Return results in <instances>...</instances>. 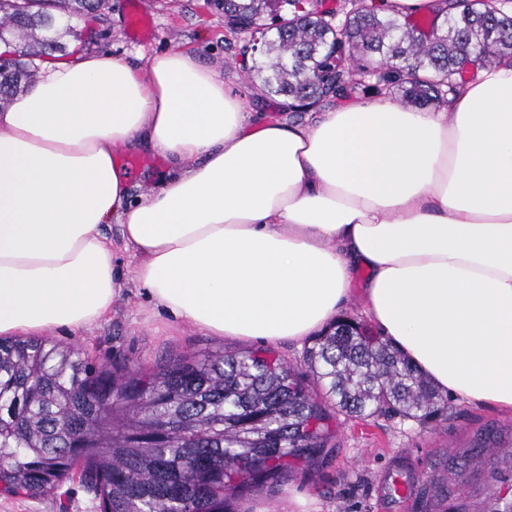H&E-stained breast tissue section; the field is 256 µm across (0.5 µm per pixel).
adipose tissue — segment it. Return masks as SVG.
Instances as JSON below:
<instances>
[{
    "label": "adipose tissue",
    "instance_id": "1",
    "mask_svg": "<svg viewBox=\"0 0 512 512\" xmlns=\"http://www.w3.org/2000/svg\"><path fill=\"white\" fill-rule=\"evenodd\" d=\"M132 151L167 163L136 199L117 161ZM112 223L176 322L300 341L357 288L440 392L512 411V62L441 112L346 100L308 125L250 121L182 51L46 62L0 112V338L109 314Z\"/></svg>",
    "mask_w": 512,
    "mask_h": 512
}]
</instances>
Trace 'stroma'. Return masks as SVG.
Segmentation results:
<instances>
[{
	"instance_id": "35a3bbf8",
	"label": "stroma",
	"mask_w": 512,
	"mask_h": 512,
	"mask_svg": "<svg viewBox=\"0 0 512 512\" xmlns=\"http://www.w3.org/2000/svg\"><path fill=\"white\" fill-rule=\"evenodd\" d=\"M98 29V39L89 44L75 35L66 37L69 52H107L141 66L154 54L185 50L203 63L218 64L225 88L243 98L249 111L293 119L292 113L258 99L239 53L243 38L225 27L215 0H109ZM104 232L113 241L123 291L106 322L60 333L55 343L80 349L99 366H152L181 352L259 348L256 340L218 338L189 325L173 336H157L168 315L151 307L141 285L127 277L133 256L120 241L118 225H106ZM489 430L503 441L512 440V412L452 400L447 419L427 426L398 416L343 419L334 448L319 466L295 472L275 487L244 492L236 507L238 512H285L287 500L302 495L315 498L319 512H422L420 489L446 483L450 497L434 500L433 512H446L451 505L482 512L499 489L490 474L493 450L475 456L457 481H449L448 465ZM0 512H99V502L78 482L67 480L40 497L0 492Z\"/></svg>"
}]
</instances>
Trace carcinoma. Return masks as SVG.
<instances>
[{
  "mask_svg": "<svg viewBox=\"0 0 512 512\" xmlns=\"http://www.w3.org/2000/svg\"><path fill=\"white\" fill-rule=\"evenodd\" d=\"M102 2L0 0V108L32 83L37 59L65 51L68 21ZM217 2L227 28L260 34L261 48L243 49L256 52L250 81L288 112L372 80L412 106L447 102L462 63L512 58V0H438L424 40L377 0H279L288 16L272 26L269 0ZM380 414L431 424L447 419L448 399L344 318L311 338L302 368L268 349L224 348L112 371L47 339L0 340V490L34 497L77 477L100 512H235L252 486L324 458L335 417Z\"/></svg>",
  "mask_w": 512,
  "mask_h": 512,
  "instance_id": "cac0c4a2",
  "label": "carcinoma"
}]
</instances>
